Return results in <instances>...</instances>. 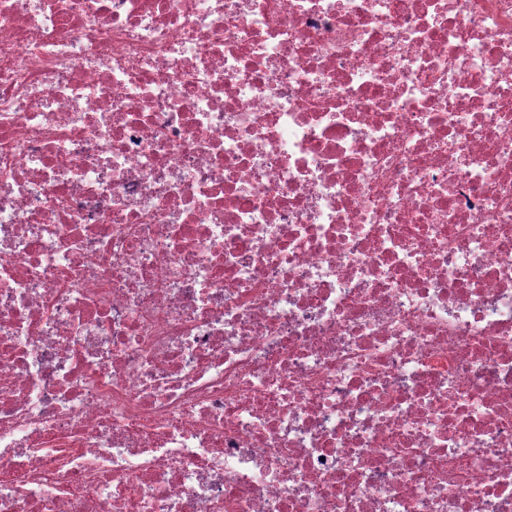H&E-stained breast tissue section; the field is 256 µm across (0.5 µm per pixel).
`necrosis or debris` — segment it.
Listing matches in <instances>:
<instances>
[{"mask_svg": "<svg viewBox=\"0 0 512 512\" xmlns=\"http://www.w3.org/2000/svg\"><path fill=\"white\" fill-rule=\"evenodd\" d=\"M0 512H512V0H0Z\"/></svg>", "mask_w": 512, "mask_h": 512, "instance_id": "necrosis-or-debris-1", "label": "necrosis or debris"}]
</instances>
